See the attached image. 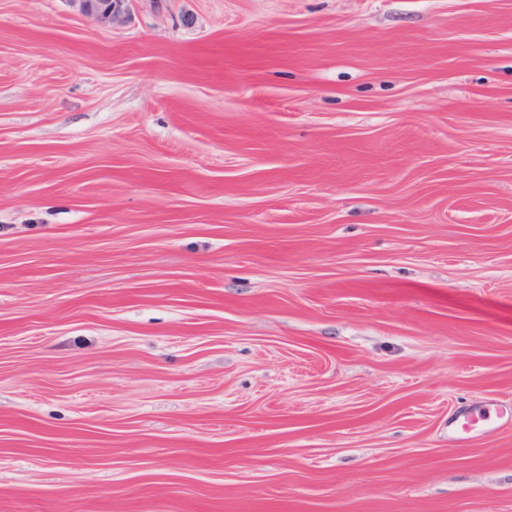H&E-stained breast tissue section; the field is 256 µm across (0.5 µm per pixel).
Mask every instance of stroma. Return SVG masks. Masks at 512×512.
I'll return each instance as SVG.
<instances>
[{"label":"stroma","mask_w":512,"mask_h":512,"mask_svg":"<svg viewBox=\"0 0 512 512\" xmlns=\"http://www.w3.org/2000/svg\"><path fill=\"white\" fill-rule=\"evenodd\" d=\"M512 0H0V512H512ZM78 13L95 24L111 28L122 23L128 11L127 0H70ZM486 418L480 409H474L457 415L452 424L453 438L459 442H472L480 436Z\"/></svg>","instance_id":"obj_1"}]
</instances>
